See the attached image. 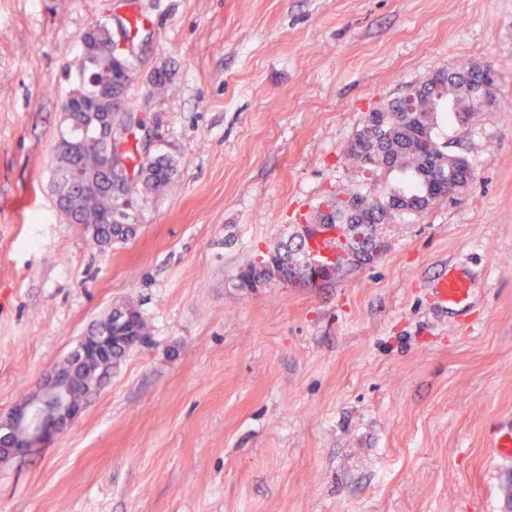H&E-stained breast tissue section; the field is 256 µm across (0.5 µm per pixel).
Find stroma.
Here are the masks:
<instances>
[{"label": "stroma", "instance_id": "1", "mask_svg": "<svg viewBox=\"0 0 512 512\" xmlns=\"http://www.w3.org/2000/svg\"><path fill=\"white\" fill-rule=\"evenodd\" d=\"M134 13L127 144L174 173L105 250L53 170L81 34ZM463 63L498 75L497 106L448 130L469 184L329 284L240 287L341 190L398 186L346 144ZM452 264L474 276L463 316L432 304ZM125 305L147 342L0 461V512H512L489 446L512 424V0H0V417Z\"/></svg>", "mask_w": 512, "mask_h": 512}]
</instances>
